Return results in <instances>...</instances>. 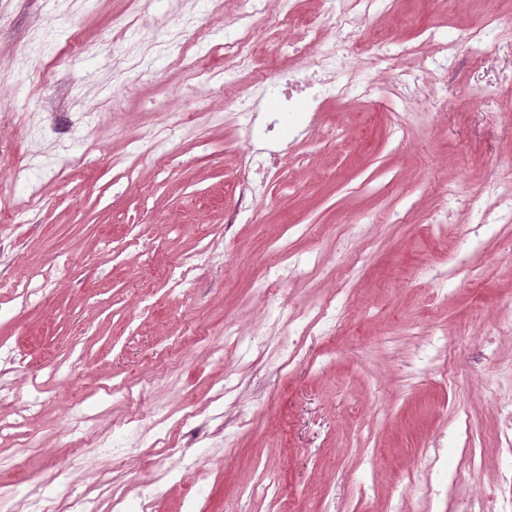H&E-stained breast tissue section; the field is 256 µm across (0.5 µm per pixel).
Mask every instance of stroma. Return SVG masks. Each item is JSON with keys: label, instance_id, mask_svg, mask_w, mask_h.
Masks as SVG:
<instances>
[{"label": "stroma", "instance_id": "35a3bbf8", "mask_svg": "<svg viewBox=\"0 0 512 512\" xmlns=\"http://www.w3.org/2000/svg\"><path fill=\"white\" fill-rule=\"evenodd\" d=\"M289 6L297 26L264 18L271 41L242 66L216 44L245 0H0V113L40 123L36 146L0 124V421L20 423L0 433V492L57 507L83 495L98 512H113L116 492L125 512H269L249 492L262 481L284 512H462L474 496L512 497L499 486L512 472L499 438L512 235L475 218L487 186L512 180V97L487 95L512 64L466 42L488 12L512 40V0H373L359 31L398 65L338 62L356 92L316 118L302 104L280 112L272 138L263 110L245 116L235 96L260 80L263 109L274 105L298 65L291 44L342 3ZM35 31L42 47L25 53ZM452 37L482 64L446 70ZM154 40L168 53L140 66ZM183 52L200 71L174 64ZM36 71L53 79L38 96ZM416 76L425 97L391 124ZM201 107L223 123H182L156 145L169 113ZM261 148L283 164L244 220L225 223L240 158ZM32 195L38 207L13 228L4 205ZM267 277L283 281L272 299ZM296 314L306 334L257 348ZM228 323L255 345L218 355ZM77 409L80 432L68 426ZM466 420L480 462L427 495L461 467ZM19 437L32 443L21 454ZM120 438L133 448L113 447Z\"/></svg>", "mask_w": 512, "mask_h": 512}]
</instances>
